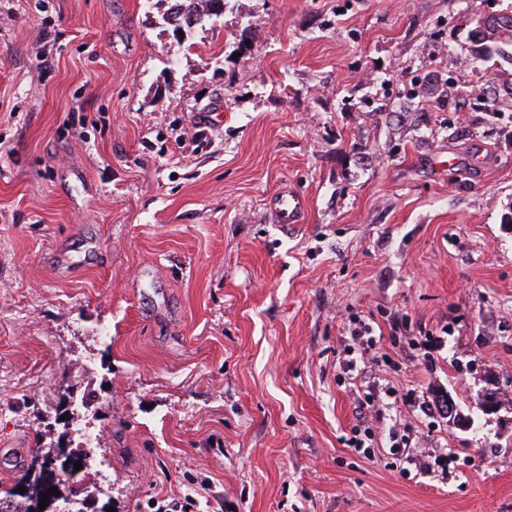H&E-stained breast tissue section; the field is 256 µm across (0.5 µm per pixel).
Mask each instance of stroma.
<instances>
[{"instance_id": "35a3bbf8", "label": "stroma", "mask_w": 512, "mask_h": 512, "mask_svg": "<svg viewBox=\"0 0 512 512\" xmlns=\"http://www.w3.org/2000/svg\"><path fill=\"white\" fill-rule=\"evenodd\" d=\"M171 5L0 0V488L66 382L87 512H512V43L476 35L512 0H236L182 38ZM305 204L302 196L283 189L271 201V219L278 224H298L303 218ZM371 333L372 328H370L365 323H359V326L351 330L350 337L354 342L356 341L360 354H355V348H352L350 345H348L347 352L351 357L345 359L343 362L344 370L358 373V358L362 359L363 354L374 346V340L372 339Z\"/></svg>"}]
</instances>
